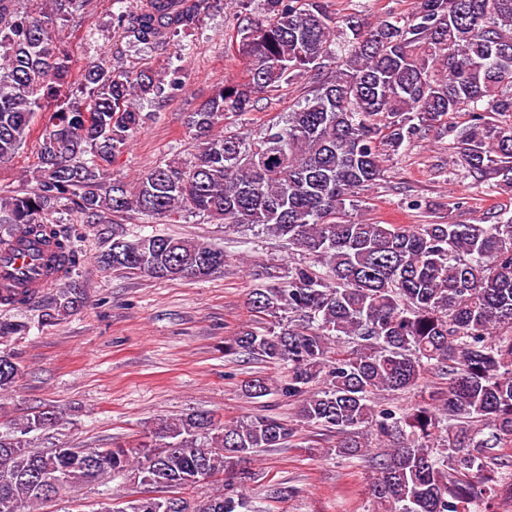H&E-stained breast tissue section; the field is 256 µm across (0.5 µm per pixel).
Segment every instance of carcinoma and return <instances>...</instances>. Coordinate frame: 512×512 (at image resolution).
<instances>
[{
  "instance_id": "1",
  "label": "carcinoma",
  "mask_w": 512,
  "mask_h": 512,
  "mask_svg": "<svg viewBox=\"0 0 512 512\" xmlns=\"http://www.w3.org/2000/svg\"><path fill=\"white\" fill-rule=\"evenodd\" d=\"M216 0H111L119 33L154 45L200 25ZM89 0H42L28 11L0 0V162L18 153L38 112L35 186L0 197V253L22 242L20 273L65 281L47 320L76 310L86 295L75 278L80 251L53 215L74 204L87 224L141 213L177 222L202 214L228 229L281 238L311 259L265 268L271 284L249 304L268 317L226 342L282 369L279 379L245 381L250 399L296 404L282 418L252 413L232 423L211 414L161 420L153 439L132 448H78L56 456L32 449L30 434L63 418L35 411L0 432V501L41 512L103 475L146 478L186 495L207 477L236 489L197 512H253L240 468L302 429L339 436L327 453L362 458V429L378 440L371 456L379 512H473L512 475V218L472 223L368 224L347 207L384 177V162L429 131L452 136L456 163L477 183L512 195V0H413L406 17L375 24L350 14L336 25L328 0H261L266 20L241 27L244 81H227L186 116L201 140L189 163L153 168L134 186L112 177V157L150 118L145 107L182 87L179 72L127 68L101 58L78 77L55 41L58 24ZM295 80L306 94L260 136L214 134L232 116L257 108L259 95ZM458 112L471 123L452 126ZM224 250L154 230L132 237L112 227L98 255L105 271L161 280L204 278L224 267ZM33 296L0 286V303L27 306ZM29 330L0 321V339ZM354 344L345 351L343 344ZM438 382L408 409L381 408L379 392ZM18 365L0 355V397L14 391ZM62 473L49 496L32 476Z\"/></svg>"
}]
</instances>
